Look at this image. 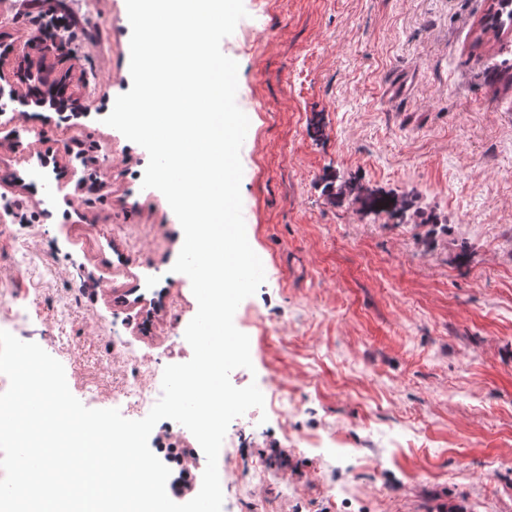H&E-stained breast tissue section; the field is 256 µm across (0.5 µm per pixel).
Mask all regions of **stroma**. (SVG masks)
Here are the masks:
<instances>
[{
	"instance_id": "stroma-1",
	"label": "stroma",
	"mask_w": 512,
	"mask_h": 512,
	"mask_svg": "<svg viewBox=\"0 0 512 512\" xmlns=\"http://www.w3.org/2000/svg\"><path fill=\"white\" fill-rule=\"evenodd\" d=\"M489 5L244 0L255 50L233 35L221 49L255 103L241 196L266 281L235 313L253 367L230 380L257 383L265 407L228 427L222 512H512V33L482 32ZM126 13L0 0V72L17 93L0 128V316L102 409L191 359L180 337L198 309L172 270L181 225L141 187L146 150L104 123L132 84ZM71 20L63 52L31 43ZM31 62L67 81L65 105L30 97ZM396 81L405 94L385 98ZM333 180L417 192L469 258L328 198ZM116 346L138 362L113 363ZM148 443L174 449L171 480L197 494L204 453L182 425L158 422Z\"/></svg>"
}]
</instances>
